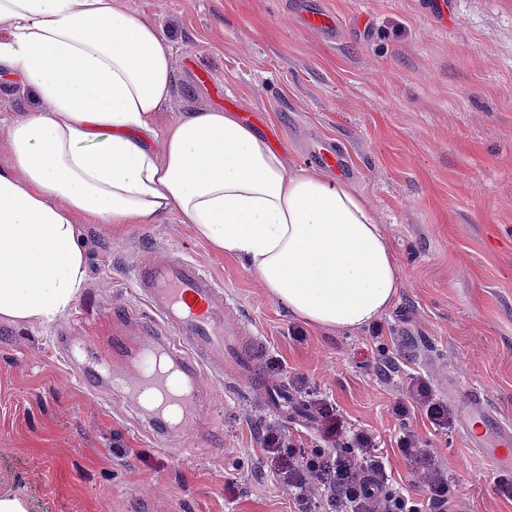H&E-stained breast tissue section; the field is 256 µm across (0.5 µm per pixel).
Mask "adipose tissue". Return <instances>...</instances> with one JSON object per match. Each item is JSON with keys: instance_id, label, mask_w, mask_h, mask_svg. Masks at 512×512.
Instances as JSON below:
<instances>
[{"instance_id": "adipose-tissue-1", "label": "adipose tissue", "mask_w": 512, "mask_h": 512, "mask_svg": "<svg viewBox=\"0 0 512 512\" xmlns=\"http://www.w3.org/2000/svg\"><path fill=\"white\" fill-rule=\"evenodd\" d=\"M173 46L114 0H0V70L38 106L8 123L0 168V318L48 323L85 281L79 212L110 224L173 213L240 260L305 323L355 332L398 300L400 266L367 199L288 170L236 113L192 112L156 135Z\"/></svg>"}]
</instances>
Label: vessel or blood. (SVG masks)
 I'll list each match as a JSON object with an SVG mask.
<instances>
[{
  "label": "vessel or blood",
  "instance_id": "obj_1",
  "mask_svg": "<svg viewBox=\"0 0 512 512\" xmlns=\"http://www.w3.org/2000/svg\"><path fill=\"white\" fill-rule=\"evenodd\" d=\"M301 21L328 33L338 24L336 16L316 9L303 11ZM306 159L341 176L349 173L343 153L331 142H318ZM128 286L142 299V307L111 305L104 310L114 325L108 353L129 366L125 372L111 371L112 390L152 405L150 427L157 439H165L175 427L194 446H218L219 426L195 419L202 395L200 378L206 375L219 384L249 383L263 354L254 324L225 296L223 282L184 255L162 261L137 259ZM64 350L79 381L97 388L103 355L87 343L68 344ZM461 396L470 446L492 471H512V421L488 408L476 389H465Z\"/></svg>",
  "mask_w": 512,
  "mask_h": 512
}]
</instances>
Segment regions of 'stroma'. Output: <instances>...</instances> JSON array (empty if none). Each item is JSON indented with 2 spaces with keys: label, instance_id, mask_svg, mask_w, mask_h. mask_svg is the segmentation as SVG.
Wrapping results in <instances>:
<instances>
[{
  "label": "stroma",
  "instance_id": "stroma-1",
  "mask_svg": "<svg viewBox=\"0 0 512 512\" xmlns=\"http://www.w3.org/2000/svg\"><path fill=\"white\" fill-rule=\"evenodd\" d=\"M116 0L157 25L174 46L171 99L157 131L182 115L220 108L258 112L277 125L287 168L304 165L311 137L350 157L348 178L384 224L401 264L399 306L384 336L407 334L413 357L389 363L368 330L329 333L303 326L267 296L242 265L171 214L158 224H109L75 214L85 255L83 294L130 304L127 266L142 249L156 259L180 251L223 280L256 326L265 359L283 361L284 386L306 375L349 425L372 432L392 475L418 494L394 452L390 407L409 374L421 372L455 412L458 390L480 391L512 418V12L499 0ZM336 14L333 36L302 27L304 5ZM303 328L306 338L291 331ZM106 340L104 318L73 325L0 319V496L25 512H290L287 490L261 479L254 422H279L290 438L318 442L317 422L293 392L287 414L251 387H206L201 414L222 412L216 448L155 441L149 414L131 397L82 387L56 347ZM416 431L457 479L467 512H512L484 458L461 427L435 434L414 412Z\"/></svg>",
  "mask_w": 512,
  "mask_h": 512
}]
</instances>
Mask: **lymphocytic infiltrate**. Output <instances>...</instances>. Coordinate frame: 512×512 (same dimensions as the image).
<instances>
[{
  "mask_svg": "<svg viewBox=\"0 0 512 512\" xmlns=\"http://www.w3.org/2000/svg\"><path fill=\"white\" fill-rule=\"evenodd\" d=\"M292 382L311 396L322 444L292 443L270 421L258 422L255 429L262 469L287 488L293 512H455L453 474L436 465L434 451L414 431L402 429L396 445L423 491L419 500L395 484L389 458L371 433L348 426L336 402L314 392L305 376ZM415 409L439 434L453 424L451 408L419 373L409 376L391 412L401 422Z\"/></svg>",
  "mask_w": 512,
  "mask_h": 512,
  "instance_id": "obj_1",
  "label": "lymphocytic infiltrate"
}]
</instances>
